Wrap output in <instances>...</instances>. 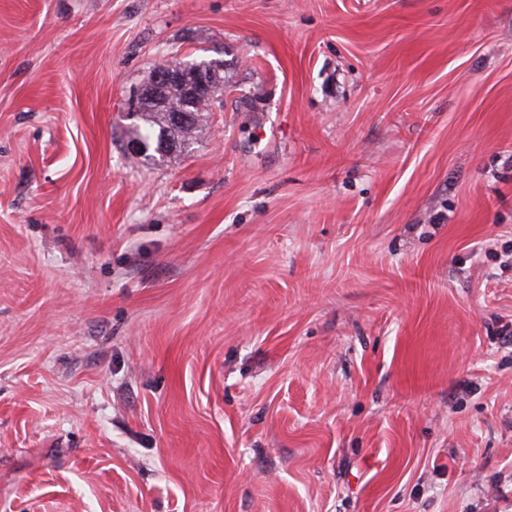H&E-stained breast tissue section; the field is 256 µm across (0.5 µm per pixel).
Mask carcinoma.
<instances>
[{"mask_svg": "<svg viewBox=\"0 0 512 512\" xmlns=\"http://www.w3.org/2000/svg\"><path fill=\"white\" fill-rule=\"evenodd\" d=\"M179 66L181 71L190 74L200 70L224 67V60L219 58L174 59L163 66ZM224 88L211 91L210 99L205 105H189L183 89L176 82L157 86L159 102H146L133 112L137 123L131 129L133 151L144 162L150 163L164 159L174 153L187 154L197 141L196 133L204 107L213 105L222 96ZM191 111L192 118L185 124L174 121L175 112L181 109Z\"/></svg>", "mask_w": 512, "mask_h": 512, "instance_id": "1", "label": "carcinoma"}]
</instances>
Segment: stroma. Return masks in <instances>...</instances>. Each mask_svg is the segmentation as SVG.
Returning <instances> with one entry per match:
<instances>
[{
	"instance_id": "35a3bbf8",
	"label": "stroma",
	"mask_w": 512,
	"mask_h": 512,
	"mask_svg": "<svg viewBox=\"0 0 512 512\" xmlns=\"http://www.w3.org/2000/svg\"><path fill=\"white\" fill-rule=\"evenodd\" d=\"M0 512H512V0H0ZM181 67L182 73L191 74L195 71L200 70H210L213 68H224V59L219 58H202L200 60L198 59H191V60H185V59H174L170 62H165L161 65H159L157 68H155L151 75L148 78V81L146 84H154V76L158 81L162 80H168L171 77L174 76V73L177 71L174 68H169L166 66H179ZM165 66V67H163ZM162 67V68H159ZM159 68V69H158ZM158 69V71H157ZM157 71V73H156ZM156 73V75H155ZM156 89L160 104L146 102L132 113L133 119L141 123L133 124L130 142L135 154L146 163L168 158L174 153L191 152L197 141L196 133L202 112L208 111L199 103L190 106L183 89L176 82L160 84ZM182 108L191 111L190 121L186 113L175 115V111ZM174 115L175 121L188 122L177 123ZM136 145L140 148H136Z\"/></svg>"
}]
</instances>
